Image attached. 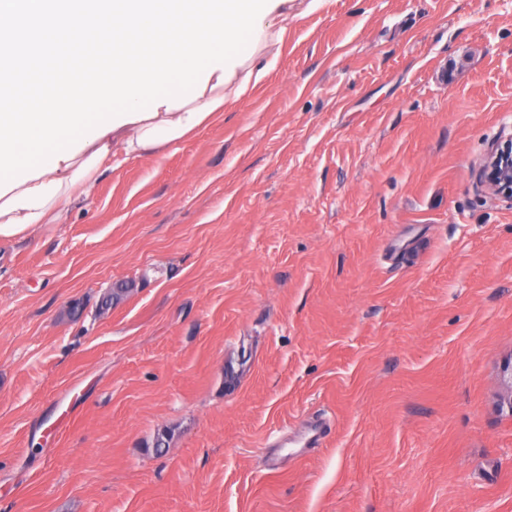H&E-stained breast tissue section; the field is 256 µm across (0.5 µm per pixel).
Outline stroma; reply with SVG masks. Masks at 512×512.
<instances>
[{"label":"stroma","mask_w":512,"mask_h":512,"mask_svg":"<svg viewBox=\"0 0 512 512\" xmlns=\"http://www.w3.org/2000/svg\"><path fill=\"white\" fill-rule=\"evenodd\" d=\"M511 134L512 0L302 11L215 123L0 243V512H512ZM480 173L487 189L497 195L512 197V135L489 153Z\"/></svg>","instance_id":"1"}]
</instances>
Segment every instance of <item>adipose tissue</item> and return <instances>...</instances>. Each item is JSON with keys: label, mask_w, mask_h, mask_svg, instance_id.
Masks as SVG:
<instances>
[{"label": "adipose tissue", "mask_w": 512, "mask_h": 512, "mask_svg": "<svg viewBox=\"0 0 512 512\" xmlns=\"http://www.w3.org/2000/svg\"><path fill=\"white\" fill-rule=\"evenodd\" d=\"M295 0H279L265 15L259 42L251 58L235 66L229 79L210 77L202 95L179 108L159 106L156 115L125 123L87 140L72 158L59 160L55 170L12 187L0 197V243L18 242L44 224L62 219L76 195H90L102 168L158 154L177 146L210 124L229 100L243 97L271 66L270 48L283 43Z\"/></svg>", "instance_id": "adipose-tissue-1"}]
</instances>
